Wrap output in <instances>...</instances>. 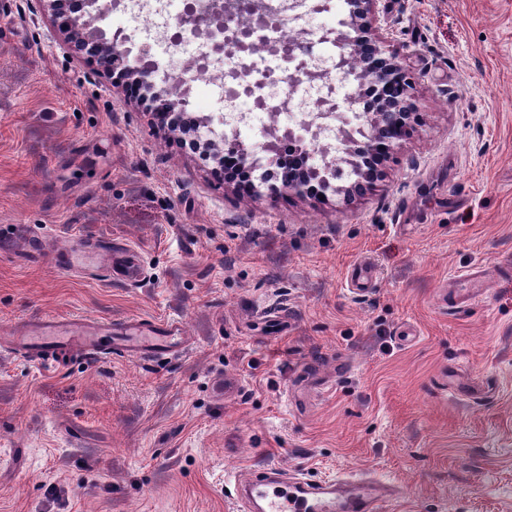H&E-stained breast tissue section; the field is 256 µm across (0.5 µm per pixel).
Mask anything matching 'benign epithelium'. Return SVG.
Returning a JSON list of instances; mask_svg holds the SVG:
<instances>
[{
  "label": "benign epithelium",
  "instance_id": "7a95c632",
  "mask_svg": "<svg viewBox=\"0 0 512 512\" xmlns=\"http://www.w3.org/2000/svg\"><path fill=\"white\" fill-rule=\"evenodd\" d=\"M35 2L48 7L60 20L68 38L79 40L83 50L91 55H108V70L117 78L150 92L151 101L146 109L154 113L160 123L168 120L178 126L186 123L192 80L179 77L181 91L173 97L156 92L158 84L170 81L175 74L150 59V44L143 43L135 50L126 46L129 38L116 34L111 36L101 26L106 13L112 6L120 4V0H86V8L78 14L62 10L61 4L69 0ZM378 2L345 0L347 30L336 32L327 29L321 37L339 49L331 69L324 70L310 64L309 51L302 44L296 43L287 48L271 45L272 51L288 67L281 72L269 70L265 74V83L288 85L289 97L282 101L277 96L267 97L264 102L277 101L278 110L288 111L294 87L305 84L330 89V93L318 98L316 105L319 111L286 127L275 140L257 145L240 138L233 130L217 142L211 137L210 118L191 121L194 142L214 151L213 159L218 166H225V160L231 158L239 169L250 175L247 181L237 182L239 192L270 199L284 193L313 199H327L332 195L339 201L348 202L384 177V171L374 166V160L388 158L407 136L413 115L418 112V102L413 94L410 74L397 61L396 52L390 49L387 37L382 33ZM268 10L266 0H201L190 5L184 14L168 20L167 28L205 36L212 43L213 50L219 53L224 47V31L233 29L248 34L253 31L255 20H269ZM348 54L365 60L360 82L371 94V107L367 109L371 118L369 133L362 140L354 138L346 129L349 125L347 113L354 110V106L338 99L332 79L333 73L339 74L343 70ZM328 118L340 121L337 126L338 152L319 164L307 162L303 172L297 176L281 168V146L286 143L297 153L311 158L307 143L320 137L322 120Z\"/></svg>",
  "mask_w": 512,
  "mask_h": 512
}]
</instances>
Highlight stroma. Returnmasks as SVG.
Returning a JSON list of instances; mask_svg holds the SVG:
<instances>
[{
    "mask_svg": "<svg viewBox=\"0 0 512 512\" xmlns=\"http://www.w3.org/2000/svg\"><path fill=\"white\" fill-rule=\"evenodd\" d=\"M379 8L421 116L342 204L240 196L0 0V337L48 315L187 336L56 369L0 345V512H254L234 486L270 467L389 480L383 512H512V0ZM77 244L144 274L70 270Z\"/></svg>",
    "mask_w": 512,
    "mask_h": 512,
    "instance_id": "1",
    "label": "stroma"
}]
</instances>
